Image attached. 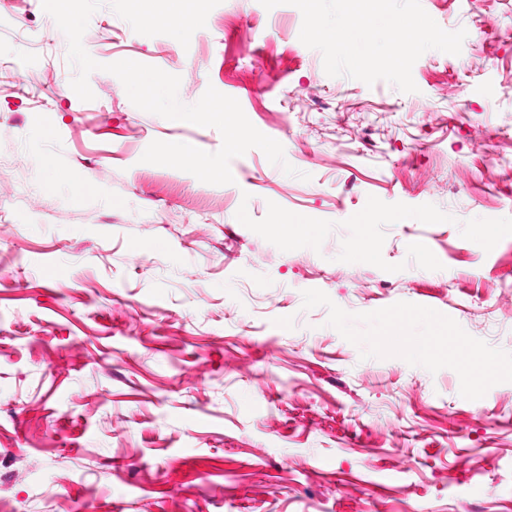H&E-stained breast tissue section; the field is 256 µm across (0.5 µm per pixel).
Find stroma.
Masks as SVG:
<instances>
[{"instance_id": "stroma-1", "label": "stroma", "mask_w": 512, "mask_h": 512, "mask_svg": "<svg viewBox=\"0 0 512 512\" xmlns=\"http://www.w3.org/2000/svg\"><path fill=\"white\" fill-rule=\"evenodd\" d=\"M421 4L468 37L413 93L328 76L286 0H221L186 47L106 5L91 101L42 0L0 7V512H512V0ZM129 59L238 100L308 180L142 162L222 136L134 106Z\"/></svg>"}]
</instances>
